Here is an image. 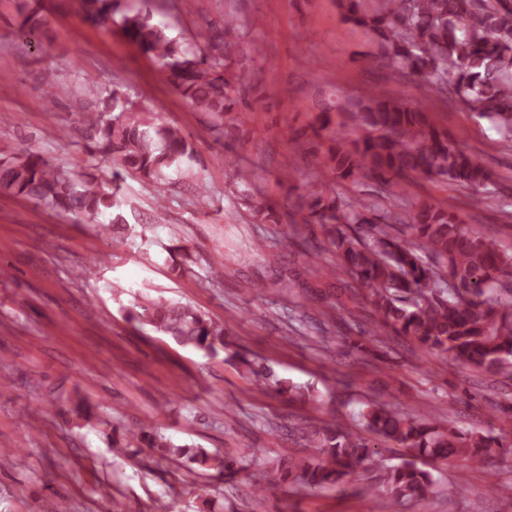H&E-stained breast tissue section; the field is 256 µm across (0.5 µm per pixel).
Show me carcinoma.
Wrapping results in <instances>:
<instances>
[{"mask_svg": "<svg viewBox=\"0 0 512 512\" xmlns=\"http://www.w3.org/2000/svg\"><path fill=\"white\" fill-rule=\"evenodd\" d=\"M372 12L360 0H339L344 19L368 30L378 53L397 76L421 79L422 96L388 97L373 91L351 104L363 133L353 140L336 137L324 155L333 181L376 178L385 183L411 173L446 178L472 191L474 200L495 183L482 157L451 143L448 133L429 116L427 99H459L471 111L493 117L504 137L512 140V0H379ZM87 17L101 25L120 14V30L156 63L173 90L195 111L208 115L224 131V113L237 104L236 79L227 77L235 46L218 37L180 42L149 14L121 8L120 0H83ZM18 32L33 39L47 25L44 0H20ZM97 112L84 113L93 130L90 149L112 163V179L93 173L69 178L38 153L0 161V193L43 202L72 215L79 223L108 231L127 226L120 199L122 182L131 176L154 188L155 202H164L161 181L166 172L193 157L195 149L183 132L158 125L131 100L114 91ZM240 204L258 224L280 223L277 205L256 196L252 176L236 170ZM385 196H346L336 187L312 183L292 201L294 218L282 227L281 251L296 238V224H317L331 246L334 263L321 264L318 246L303 252L307 270L330 278L353 303L370 305L376 336L403 337L437 358L436 371L469 368L512 380V252L496 240L476 233L456 213L432 202L412 209L384 203ZM405 229L398 236L386 231ZM126 317L142 320L183 347L216 358L227 350L225 324L191 305L165 299L139 304ZM239 371L263 392L303 400L301 388L280 380L247 355H229ZM364 432L336 421L303 431L306 456L268 458L263 482H255L251 512H266L271 485L308 488L336 486L354 475L374 453L364 433L406 450L410 460L362 476L363 494L385 499L422 501L436 492L431 473L416 459L445 462L458 458L478 464L498 438L464 431L444 416L426 412L408 416L390 401L370 400L359 412ZM146 442L161 457L187 459L203 470L233 473L237 460L229 454L177 446L141 424L126 428L128 448Z\"/></svg>", "mask_w": 512, "mask_h": 512, "instance_id": "1", "label": "carcinoma"}]
</instances>
